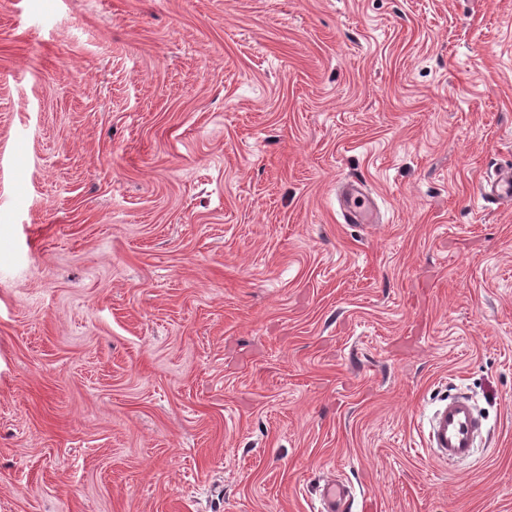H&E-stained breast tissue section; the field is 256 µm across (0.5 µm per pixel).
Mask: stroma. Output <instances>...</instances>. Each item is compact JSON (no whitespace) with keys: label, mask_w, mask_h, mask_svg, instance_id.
Segmentation results:
<instances>
[{"label":"stroma","mask_w":512,"mask_h":512,"mask_svg":"<svg viewBox=\"0 0 512 512\" xmlns=\"http://www.w3.org/2000/svg\"><path fill=\"white\" fill-rule=\"evenodd\" d=\"M511 166L512 0H0V512H512ZM478 197L487 204L512 203V169L487 180L478 189ZM339 203L347 224L376 222L377 204L362 180L355 178L344 183L340 191ZM479 422L469 399L453 398L436 409L429 419L428 446L445 461H464L471 458ZM320 506L317 512H344L350 501L354 500L351 491L343 484L335 480L325 483L320 492Z\"/></svg>","instance_id":"35a3bbf8"}]
</instances>
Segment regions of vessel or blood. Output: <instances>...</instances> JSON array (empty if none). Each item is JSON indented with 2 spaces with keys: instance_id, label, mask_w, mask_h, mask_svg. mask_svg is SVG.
<instances>
[{
  "instance_id": "vessel-or-blood-1",
  "label": "vessel or blood",
  "mask_w": 512,
  "mask_h": 512,
  "mask_svg": "<svg viewBox=\"0 0 512 512\" xmlns=\"http://www.w3.org/2000/svg\"><path fill=\"white\" fill-rule=\"evenodd\" d=\"M479 198L488 204L512 203V170L498 174L478 189ZM339 203L349 224H372L376 221L377 205L367 185L360 179L343 184ZM479 422L468 398L457 397L436 409L429 420L428 445L443 460L464 461L471 458ZM353 495L336 481L322 487L317 512H346Z\"/></svg>"
}]
</instances>
